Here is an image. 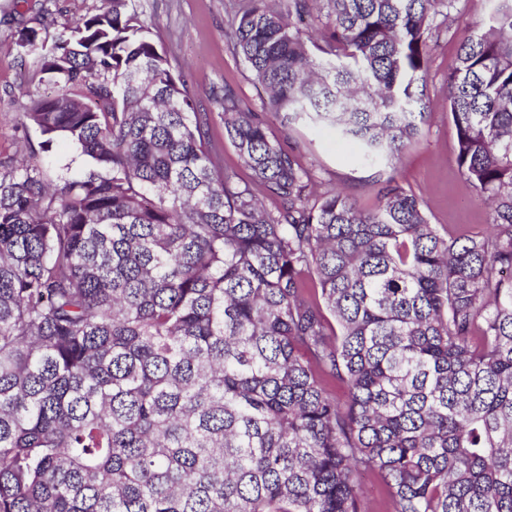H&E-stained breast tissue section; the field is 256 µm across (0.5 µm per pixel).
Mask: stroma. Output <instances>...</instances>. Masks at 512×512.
Here are the masks:
<instances>
[{"label":"stroma","instance_id":"35a3bbf8","mask_svg":"<svg viewBox=\"0 0 512 512\" xmlns=\"http://www.w3.org/2000/svg\"><path fill=\"white\" fill-rule=\"evenodd\" d=\"M243 0H139L145 20L166 47L174 71L185 72L202 111H212L208 98L212 86L226 84L244 102L260 109L264 90L254 83L244 61L232 50L230 22ZM102 0H53L54 22L44 25L40 0L17 6L0 0V159L20 154L22 103L35 92H45L35 60H21L15 33L24 27L45 28L54 35L86 14L95 12ZM491 0H460L457 19L441 32L432 56L426 89L428 122L423 134L406 150L397 170L375 169L358 160L355 143L340 139L333 128L299 122L281 131L275 117H268L272 131L295 149L306 165L315 168L321 190L350 193L366 211L379 204L381 183L396 175L406 189L419 194L431 223L450 230L483 231L489 222L484 201L461 177L455 161L456 135L448 117L446 78L456 65L460 30L465 21L488 16Z\"/></svg>","mask_w":512,"mask_h":512}]
</instances>
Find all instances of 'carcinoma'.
Returning a JSON list of instances; mask_svg holds the SVG:
<instances>
[{
	"instance_id": "obj_1",
	"label": "carcinoma",
	"mask_w": 512,
	"mask_h": 512,
	"mask_svg": "<svg viewBox=\"0 0 512 512\" xmlns=\"http://www.w3.org/2000/svg\"><path fill=\"white\" fill-rule=\"evenodd\" d=\"M104 2L17 31L56 93L0 160V512H366L365 471L392 512H512V0L446 79L479 233L393 177L371 212L318 191L263 118L400 161L455 0H248L232 48L266 98L216 85L215 114L137 0ZM59 139L85 167L50 182ZM211 138L215 142L223 144L224 168L236 172L241 180L249 181L251 176L250 171L242 165L235 148L224 138V124L217 118H215L211 126Z\"/></svg>"
}]
</instances>
